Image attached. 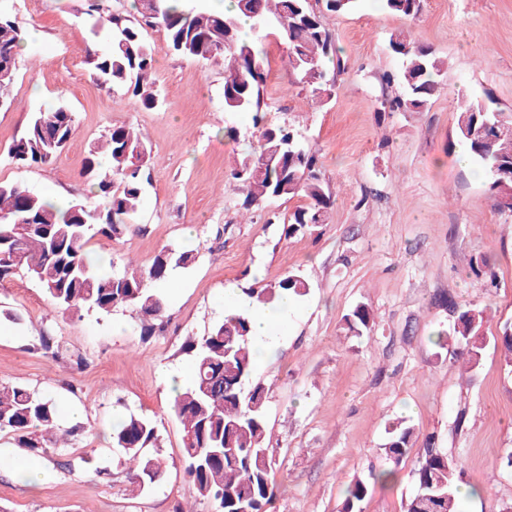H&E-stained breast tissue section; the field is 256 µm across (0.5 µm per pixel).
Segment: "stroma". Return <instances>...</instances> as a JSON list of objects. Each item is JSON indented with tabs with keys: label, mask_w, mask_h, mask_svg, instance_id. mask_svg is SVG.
I'll return each instance as SVG.
<instances>
[{
	"label": "stroma",
	"mask_w": 512,
	"mask_h": 512,
	"mask_svg": "<svg viewBox=\"0 0 512 512\" xmlns=\"http://www.w3.org/2000/svg\"><path fill=\"white\" fill-rule=\"evenodd\" d=\"M0 8L24 36L1 97L0 182L39 196L55 189L58 204L85 199L90 144L112 126H133L151 151L137 228L116 241L95 237L87 251L105 259L104 275L130 260L148 267L167 247L196 255L165 284L163 322L150 336L133 308L63 313L26 271L0 281V384L52 399L65 425L82 428L68 447L43 452L42 484L0 466V512H215L184 471L165 377L191 369L186 345L223 319L226 286L258 287L296 270L308 293L294 299L273 360L252 374L274 459L271 512H341L355 479L369 483L361 512H403L419 448L395 481L370 479L387 467L389 429L402 418L434 438L472 489L463 512L512 507V473L495 467L512 452V368L494 344L512 325V211L462 159L455 133L460 98L512 112V0H424L416 19L360 0L327 16L346 70L324 106L289 74L279 32L259 39L264 121L293 128L318 154L335 197L326 223L290 237L284 224L304 197L249 213L240 206L231 171L257 137L250 116L224 109L222 65L180 56L162 30L145 27L159 98L148 109L88 69V46L105 47L109 32L84 14V0H0ZM398 31L431 47L445 73L427 107L382 116V99L401 92L382 81L400 66L389 47ZM62 102L75 115L66 147L45 165L13 162L8 149L34 113ZM449 299L488 317L474 369L456 344H433L452 327ZM361 304L374 325L356 336L344 317ZM44 332L52 351L39 345ZM117 408L152 419L160 435L162 473L141 492H130L113 446Z\"/></svg>",
	"instance_id": "35a3bbf8"
}]
</instances>
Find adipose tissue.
<instances>
[{"mask_svg": "<svg viewBox=\"0 0 512 512\" xmlns=\"http://www.w3.org/2000/svg\"><path fill=\"white\" fill-rule=\"evenodd\" d=\"M290 297H283L272 309L250 304L247 296L237 288L224 291V312L228 315L248 314L252 320L251 344L257 363L270 361L277 350L281 336V325L288 317Z\"/></svg>", "mask_w": 512, "mask_h": 512, "instance_id": "ef3b65f1", "label": "adipose tissue"}]
</instances>
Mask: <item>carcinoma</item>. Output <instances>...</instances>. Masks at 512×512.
Returning a JSON list of instances; mask_svg holds the SVG:
<instances>
[{
    "label": "carcinoma",
    "mask_w": 512,
    "mask_h": 512,
    "mask_svg": "<svg viewBox=\"0 0 512 512\" xmlns=\"http://www.w3.org/2000/svg\"><path fill=\"white\" fill-rule=\"evenodd\" d=\"M358 0H255L256 8L244 10L235 0L234 10L215 14L187 10L182 0H159L161 14L149 26L164 30L171 48L179 55L223 63L224 111L250 112L254 125L262 123L264 68L261 51L240 38V19L252 21L255 31L274 28L288 44L287 69L303 90L322 104L330 102L345 63L325 26L328 14L353 8ZM382 8L404 17H416L422 0H380ZM86 14L103 16L110 41L103 49L91 47L85 60L97 80L128 88L146 108L157 103L151 79L152 56L142 23L122 14H104V0H85ZM22 43L19 29L9 16L0 14V61H16ZM389 47L402 60L395 73L384 75L388 84L402 85V94L382 102L384 112L420 110L438 92L445 62L435 52L400 33H393ZM456 134L469 150L473 164L488 180V190L501 209L512 211V180L501 173L512 171V113L496 112L478 100L457 104ZM74 124L64 105L37 112L25 133L9 147L19 165L46 164L67 145ZM110 166L102 169L99 156ZM149 151L129 125L114 126L92 145L86 176L93 197L103 207L76 201L59 206L27 189L0 183V280L23 269L45 288L62 312H105L120 306L137 310L143 318L141 335L149 336L166 309L164 294L156 285L166 283L173 272L195 262L191 250L170 248L160 252L145 269L124 268L112 276L93 270L86 258L89 241L97 236L119 239L133 228L132 221L150 182ZM242 191L243 209L261 207L271 198L302 194L309 200L293 212L286 234L303 233L326 223L334 205L325 187L316 152L305 147L290 129L263 127L259 145L232 170ZM309 283L303 273L292 272L274 283L249 288L246 294L257 304L274 306L285 293L306 295ZM454 340L461 346L469 367L478 365L484 341V311L448 301ZM349 330L368 333L373 314L365 305L345 317ZM247 315L227 316L207 336L188 343L195 374L192 382L176 391L172 410L182 426L185 472L198 497L217 504V512H269L276 496L270 480L274 460L266 446L264 390L252 382L254 355ZM445 331L433 344L448 345ZM77 427L60 422L56 405L21 386L0 385V432L14 436L18 445L38 453L66 447L65 438ZM116 447L123 450L121 465L129 482L139 489L160 475V460L147 452L159 447L154 423L131 416L113 432ZM417 440L415 429L392 426L384 453L394 467L407 458ZM414 488L404 512H458L459 486L455 467L431 440L418 457L413 471ZM368 492L356 479L347 489L343 512H360Z\"/></svg>",
    "instance_id": "cac0c4a2"
}]
</instances>
